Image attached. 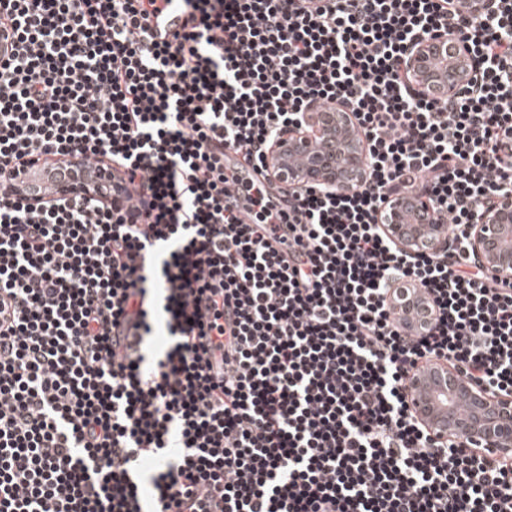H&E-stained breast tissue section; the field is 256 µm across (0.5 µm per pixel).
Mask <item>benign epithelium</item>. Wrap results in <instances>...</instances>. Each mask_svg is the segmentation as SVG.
<instances>
[{
	"label": "benign epithelium",
	"mask_w": 512,
	"mask_h": 512,
	"mask_svg": "<svg viewBox=\"0 0 512 512\" xmlns=\"http://www.w3.org/2000/svg\"><path fill=\"white\" fill-rule=\"evenodd\" d=\"M494 0H455L459 11L480 16ZM402 68L408 82L421 95L452 98L475 83L482 72L478 46L472 40L448 33L419 34L407 46ZM305 156L297 168L286 155ZM368 145L350 118L338 112L312 108L302 122L280 133L268 154V166L281 183L321 185L340 193L352 190L351 179L362 183L369 174ZM416 223L405 224L397 208L385 215L388 237L406 252L426 246L435 254L448 253V226L435 224V215L423 195L412 196ZM470 247L494 274L512 278V194L494 204L470 212ZM464 399L469 412L461 414L456 402ZM409 406L416 421L444 443L466 439L480 448H495L512 456V392H491L470 383L444 363L432 366L431 374L410 384Z\"/></svg>",
	"instance_id": "obj_1"
}]
</instances>
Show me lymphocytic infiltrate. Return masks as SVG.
I'll return each mask as SVG.
<instances>
[{"label": "lymphocytic infiltrate", "mask_w": 512, "mask_h": 512, "mask_svg": "<svg viewBox=\"0 0 512 512\" xmlns=\"http://www.w3.org/2000/svg\"><path fill=\"white\" fill-rule=\"evenodd\" d=\"M175 6L184 30L154 41ZM450 28L480 80L422 96L403 50ZM1 30L0 512H512V461L408 407L434 361L512 389V280L468 217L512 193V0H0ZM336 105L368 181L270 209L274 139ZM228 149L260 176L245 217ZM89 159L110 199L17 197L25 165ZM414 191L447 253L381 229Z\"/></svg>", "instance_id": "obj_1"}]
</instances>
